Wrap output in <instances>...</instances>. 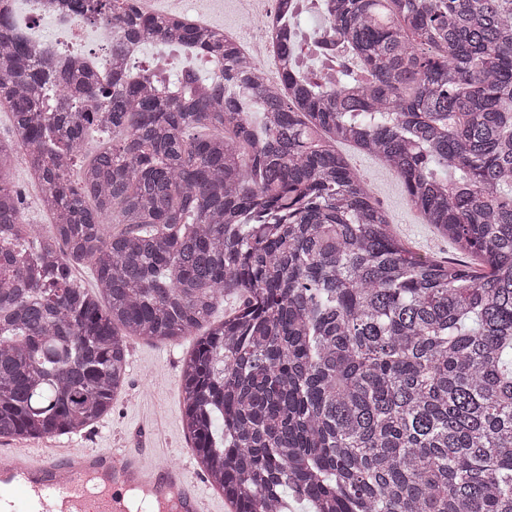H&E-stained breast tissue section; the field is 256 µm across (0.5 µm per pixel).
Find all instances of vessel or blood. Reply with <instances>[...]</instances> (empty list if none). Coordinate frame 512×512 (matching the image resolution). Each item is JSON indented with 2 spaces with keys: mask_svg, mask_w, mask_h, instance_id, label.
Segmentation results:
<instances>
[{
  "mask_svg": "<svg viewBox=\"0 0 512 512\" xmlns=\"http://www.w3.org/2000/svg\"><path fill=\"white\" fill-rule=\"evenodd\" d=\"M133 491L152 512H211L186 466L136 448H0V512H130Z\"/></svg>",
  "mask_w": 512,
  "mask_h": 512,
  "instance_id": "obj_1",
  "label": "vessel or blood"
}]
</instances>
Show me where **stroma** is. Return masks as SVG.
I'll list each match as a JSON object with an SVG mask.
<instances>
[{"instance_id":"1","label":"stroma","mask_w":512,"mask_h":512,"mask_svg":"<svg viewBox=\"0 0 512 512\" xmlns=\"http://www.w3.org/2000/svg\"><path fill=\"white\" fill-rule=\"evenodd\" d=\"M183 4L214 26L249 39L240 0H183ZM336 149L364 177L372 199L409 250L422 257L462 261L454 243L440 238L423 221L397 173L354 146L340 143ZM194 342L191 336L176 344L131 339L127 382L115 395L111 414L82 434L61 436V443L76 448H142L152 458L194 465V451L182 426L180 388L183 359Z\"/></svg>"}]
</instances>
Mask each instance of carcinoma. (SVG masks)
Listing matches in <instances>:
<instances>
[{
  "mask_svg": "<svg viewBox=\"0 0 512 512\" xmlns=\"http://www.w3.org/2000/svg\"><path fill=\"white\" fill-rule=\"evenodd\" d=\"M66 2L224 72L203 97L146 64L104 82L0 12V438L88 429L130 339L194 334L183 427L233 512H512V0H333L363 94L286 42L265 86L217 30ZM232 85L261 86L258 111ZM337 142L481 270L406 248ZM19 154L46 232L22 224ZM226 292L243 304L218 319Z\"/></svg>",
  "mask_w": 512,
  "mask_h": 512,
  "instance_id": "carcinoma-1",
  "label": "carcinoma"
}]
</instances>
